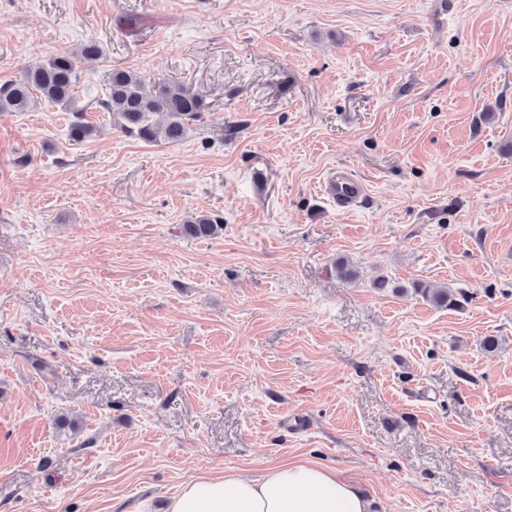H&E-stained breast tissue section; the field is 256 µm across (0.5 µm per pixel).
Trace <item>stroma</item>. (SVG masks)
Returning a JSON list of instances; mask_svg holds the SVG:
<instances>
[{
	"label": "stroma",
	"instance_id": "stroma-1",
	"mask_svg": "<svg viewBox=\"0 0 512 512\" xmlns=\"http://www.w3.org/2000/svg\"><path fill=\"white\" fill-rule=\"evenodd\" d=\"M61 53L92 134L0 113V512L292 462L372 512H512V0H0V84ZM114 67L201 121L113 129ZM324 193L340 210L361 206L367 197L365 185L347 170L336 171L324 183ZM414 292L421 294L438 307L449 309L459 306L460 300L466 297V294L461 289L454 291L447 286L434 288L422 282L414 284ZM455 292L459 293V298L456 297Z\"/></svg>",
	"mask_w": 512,
	"mask_h": 512
}]
</instances>
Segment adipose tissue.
Returning <instances> with one entry per match:
<instances>
[{"label": "adipose tissue", "mask_w": 512, "mask_h": 512, "mask_svg": "<svg viewBox=\"0 0 512 512\" xmlns=\"http://www.w3.org/2000/svg\"><path fill=\"white\" fill-rule=\"evenodd\" d=\"M355 483L310 463L278 465L261 476L227 473L181 487L168 512H369Z\"/></svg>", "instance_id": "adipose-tissue-1"}]
</instances>
